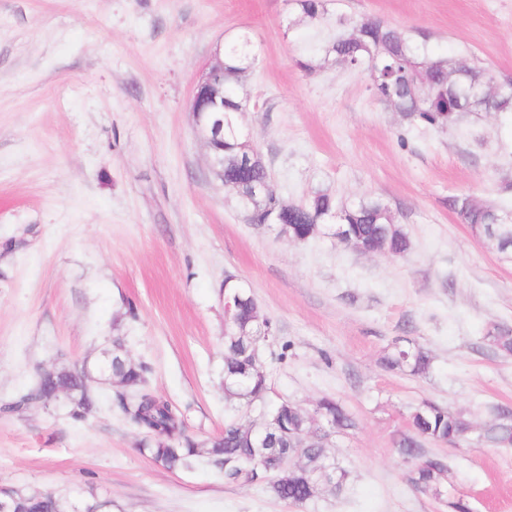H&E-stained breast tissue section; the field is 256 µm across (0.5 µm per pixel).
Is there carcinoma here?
I'll return each mask as SVG.
<instances>
[{"instance_id": "1", "label": "carcinoma", "mask_w": 512, "mask_h": 512, "mask_svg": "<svg viewBox=\"0 0 512 512\" xmlns=\"http://www.w3.org/2000/svg\"><path fill=\"white\" fill-rule=\"evenodd\" d=\"M301 16L317 21L326 15L324 0H296ZM328 53L338 64L354 70L377 68V80L371 82L373 96L412 124L439 130L457 125L466 112H512V94L491 84L482 69L458 64L434 55L426 44H419L380 17L373 16L356 25L354 32L340 34ZM256 59L253 44L242 37L224 46V131L210 140L212 153L224 159V184L237 195L252 224H274L291 238H304L317 224L342 226L340 241L361 252L385 250L399 256L410 243L398 218L379 199L361 198L341 207L334 198L316 191L300 203L286 204L273 193L263 197L253 194V187L270 182L268 166L248 171L240 161L257 152L238 124L240 113L248 109V99L237 91L242 73ZM467 224L492 225L491 236L497 249L512 255V210L475 205L470 198L456 201ZM263 328L273 336L269 320L259 319L258 306L249 294L233 302L229 320L224 324V395L248 406L260 407L250 425L234 422L224 425V432L208 443L186 434L184 416L171 401L148 388L150 367L144 362H112V351L102 353V369L115 376L117 407L123 418L148 436L141 451L155 462L174 470L203 459L224 474L228 484L266 485L280 500L302 505L321 490L340 492L347 477L345 470L331 461L325 449L322 429L336 432L350 429L353 421L335 399L324 397L313 412L282 401L265 407L269 390L267 368L252 356V334ZM485 340L504 356L512 355V327L495 324ZM388 370L424 375L431 367V357L423 347L408 340L396 341L382 359ZM85 369L41 370L35 385L8 408L19 410L37 402L65 399L70 418L82 421L97 403L85 383ZM411 434L398 442L399 453L418 460L409 481L423 494L440 495V479L447 470L443 459L421 456L423 441L455 447L477 434V441L495 448L512 447V421L499 418L474 432L460 413L435 402L424 401L409 415ZM11 512H99L101 504L79 507L52 493L7 494Z\"/></svg>"}]
</instances>
